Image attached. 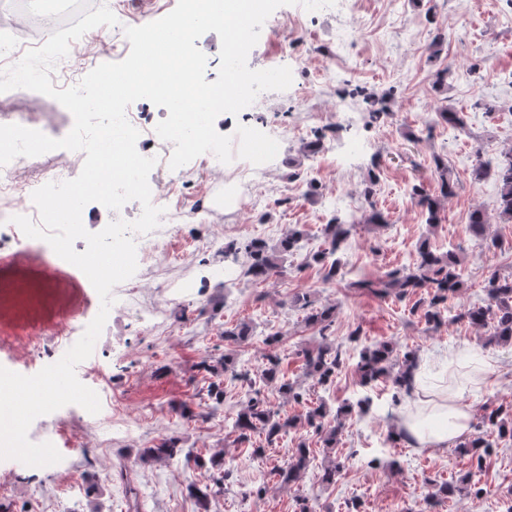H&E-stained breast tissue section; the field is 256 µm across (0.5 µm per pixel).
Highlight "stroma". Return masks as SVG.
Listing matches in <instances>:
<instances>
[{
  "label": "stroma",
  "mask_w": 512,
  "mask_h": 512,
  "mask_svg": "<svg viewBox=\"0 0 512 512\" xmlns=\"http://www.w3.org/2000/svg\"><path fill=\"white\" fill-rule=\"evenodd\" d=\"M104 3L117 17V25L100 34L96 45L78 42L70 61L56 63L55 73L81 78L99 64L120 61L130 50L125 28L164 17L177 0ZM349 24L360 32L345 42L340 31ZM438 34L444 42L435 55L430 45ZM475 61L482 68L474 74L468 65ZM247 64L255 70L282 65L291 69V86L270 92L263 114L291 128L308 125V133L290 137L276 157L245 182L194 171L187 176L182 197L166 198L169 206L187 207L208 196L222 204L209 208L204 220L178 225L171 248L181 262L165 274L178 288L159 297L151 334L130 337L122 345L105 337L93 352L101 364L111 366L104 382L119 397L126 417L140 425V434L126 438L102 427L91 438L99 466L76 467L66 481L49 469L25 478L0 475V512H134L125 494L129 486L138 492L135 512H198L186 486L192 480L211 483V472L189 471L177 462L146 465L139 459L140 449L168 437L203 457L218 450L236 456L233 476L211 498L209 512H294L300 497L319 512H348L354 500L361 512H419L434 485L465 473L469 460L453 444L418 452L389 441L390 416L398 406L389 385L360 386L349 341L356 329L365 339L391 340L415 349L423 361L451 347H485L495 360L494 384L465 394L474 408L472 427H479L487 406L512 402V346H484V330L465 322L427 330L410 312L412 299L378 297L329 284L323 282L317 265L304 263L307 251L323 247L322 227L334 211L358 215L373 207L384 213L386 224L356 225L342 254L347 266L369 277L415 263L417 246L425 238L439 250L455 249L461 258L463 287L456 304L479 301L489 271L512 273V223L497 219L496 184L490 179L476 184L470 178L474 151L493 161L512 148V84L507 81L512 74V14L504 11L501 0H346L334 13L285 5L263 25ZM444 69L449 72L447 80L436 85V74ZM358 86L386 95L389 115L370 122L365 103L353 93ZM340 101L360 113L358 123L337 120ZM447 107L463 112L466 134L453 136L441 122L425 125V117ZM317 131L325 132L326 139L317 152H308L306 146ZM361 138L369 142V153L351 171L339 170L338 161ZM437 156L452 169L457 187L443 204L440 224L432 226L408 188L419 183L428 194L439 195L433 165ZM372 175L377 182L368 196L364 189ZM477 208L490 219L487 234L495 241L493 247L476 244L469 215ZM215 229L228 240L262 239L270 244L299 229L305 233L304 249L289 256L282 277L259 283L240 277L228 284L220 269L233 266V258L223 249L200 247ZM220 292L224 306L212 309L208 298ZM304 293L311 304L335 306L336 316L326 334L306 326L308 306L297 300ZM240 322L255 323L256 332L246 342L228 346L221 332ZM273 335L277 343L266 346ZM323 336L344 350L340 372L324 387L304 377L300 355ZM269 349L280 356L286 378L300 381L309 405L322 400L334 408L364 395L373 399L374 413L354 415L345 422L335 450L345 468L334 486L324 487L320 470L313 465L294 485L284 488L271 480L263 497L243 495L256 487L260 472L287 463L299 442H306L316 458L325 456L319 434L302 424L269 448L264 460L252 459L249 448L227 435L223 415H207L208 382L199 363L231 351L253 373L261 353ZM380 440L387 447L378 455L374 447ZM377 455L383 467L369 468V460ZM481 481L485 496L476 499L460 492L438 504L437 512H506L512 505V445L492 449Z\"/></svg>",
  "instance_id": "obj_1"
}]
</instances>
